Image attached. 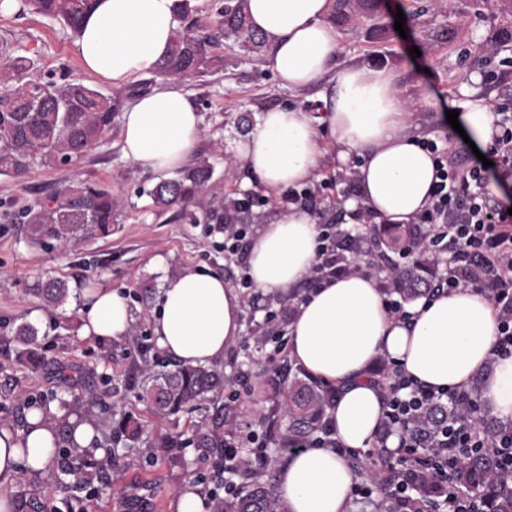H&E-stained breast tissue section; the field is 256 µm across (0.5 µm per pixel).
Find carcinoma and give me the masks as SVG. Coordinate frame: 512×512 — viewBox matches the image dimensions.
<instances>
[{
    "mask_svg": "<svg viewBox=\"0 0 512 512\" xmlns=\"http://www.w3.org/2000/svg\"><path fill=\"white\" fill-rule=\"evenodd\" d=\"M91 0H19L25 9L61 23L69 36L79 29ZM379 0H334L331 22L351 27L376 18ZM178 25L172 32L169 54L152 70L156 77L192 80L210 75L224 66L223 46L248 57L262 55L266 44L253 30L246 0H224L217 17L202 28L192 0H179ZM35 63L28 57L0 51V174L23 176L39 165L58 168L81 158L112 128L125 101L140 92L135 84L123 92L105 94L74 78L67 71L33 75ZM213 175L209 159L202 158L160 181L152 191L155 203L163 208L189 204L200 198ZM124 203L112 188L92 180L70 178L44 200L6 211L3 219L22 225L25 240L32 246L54 241L62 248L112 235V224ZM386 246L394 251L415 237L413 224H387ZM416 266L402 274L397 292L413 301L427 295V280ZM36 293L46 306H57L67 297L62 281L38 284ZM38 330L21 323L0 336V344H16L17 362L37 367ZM280 396L275 405L288 416L289 439L301 440L315 433L333 408L332 390L300 373L273 375L267 380ZM224 388V369L217 366L176 365L148 375L138 400L162 415L178 413L188 405H198L208 395ZM235 415L232 406H223L192 438L181 439L173 432L153 433L128 412L112 428V444L125 448H147L151 456L177 463L175 449L191 442L198 448L224 451V423ZM112 466L110 459L97 460L70 444L58 451V476L94 474L101 476ZM453 482L470 491L481 503V512H512V473L497 464L492 449L486 448L463 461L452 472ZM213 512H282L274 487L259 480L252 489L236 498H217Z\"/></svg>",
    "mask_w": 512,
    "mask_h": 512,
    "instance_id": "1",
    "label": "carcinoma"
}]
</instances>
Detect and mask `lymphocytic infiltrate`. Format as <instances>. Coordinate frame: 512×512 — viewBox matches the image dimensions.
Listing matches in <instances>:
<instances>
[{
    "mask_svg": "<svg viewBox=\"0 0 512 512\" xmlns=\"http://www.w3.org/2000/svg\"><path fill=\"white\" fill-rule=\"evenodd\" d=\"M421 146L435 163L432 204L416 217L422 231L402 260L379 269L387 289V309L394 318L408 319L405 300L393 291L399 274L418 256L447 257V271L434 283V290L470 286L487 292L497 313L496 349L512 354V208L490 202L482 163L466 160L449 142L427 139ZM322 241L315 282L367 269L366 261L350 259L351 249L340 233L323 232ZM384 393L381 435H398L399 446L394 452L384 445L376 448L375 469L362 484L361 493L376 487L397 505L423 500L429 512H480L476 499L451 482L448 462L462 452L491 448L502 467L512 470V429L491 437L476 419L463 417L444 418L436 427H427L424 420L430 412L456 403L461 394L416 385L396 365L386 377ZM249 426L248 420H240L226 440L220 470L231 476L224 485L228 496L240 492L270 462L266 442L256 441ZM246 442L251 445L247 452L242 449Z\"/></svg>",
    "mask_w": 512,
    "mask_h": 512,
    "instance_id": "f902f5d3",
    "label": "lymphocytic infiltrate"
}]
</instances>
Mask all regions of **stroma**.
Instances as JSON below:
<instances>
[{"mask_svg":"<svg viewBox=\"0 0 512 512\" xmlns=\"http://www.w3.org/2000/svg\"><path fill=\"white\" fill-rule=\"evenodd\" d=\"M399 12L405 16L400 32L394 28ZM2 41L31 58L38 71L65 67L73 77L102 92L113 90L112 84L87 75L66 30L53 19L16 8L0 11ZM492 41L504 42L506 55H512V0H453L448 7L439 0H382L375 21L342 31L340 59L355 58L375 68L393 69L404 93L418 101L423 137L437 139L448 134L438 116L441 102L457 95L470 71L487 73L481 63L483 47ZM414 47L419 50L415 56L410 53ZM185 87L204 118V132L194 155L209 158L214 167L202 204L167 210L156 207L151 190L159 178L134 170L121 151L116 127L72 165L35 166L20 177L0 174V212L15 203L46 197L63 179L73 176L106 183L124 201L111 237L66 250L30 246L20 225L0 221V323L34 325L45 357L39 369L31 370L15 362L12 350L0 347V426L18 425L24 403L63 401L81 408L93 394L108 390L116 391L127 409L157 431L188 436L208 415V408L201 407L163 417L136 399L142 369L164 357L153 343L149 323L162 281L149 261L163 254L174 267L204 266L223 274L231 284H240L246 272L243 254L225 260L223 232L203 221L189 223L183 214L199 212L204 204L245 198L236 175L240 163L228 151V143L252 129L264 109L297 104L316 111L319 90L295 93L280 88L264 60L230 51L224 54L223 71L186 82ZM49 279L64 281L68 287L69 299L62 307L45 308L33 292L36 283ZM91 282L130 291L136 317L133 333L108 348L81 337V289ZM244 300L247 331L224 357L227 383L219 400L237 406L240 415L250 421L254 436L267 439L271 464L263 478L270 482L288 461L282 451L287 422L273 411L271 401L253 393L252 381H237L236 375L246 366L261 372L265 360L278 347L287 346L288 339H271L263 348H255L250 329L265 324L277 305L272 297L253 288L246 289ZM111 428V421L103 422L102 446L116 454L108 478H92L87 493L77 499L57 487L43 493L39 485L20 478L16 512H41L45 507L51 512H118V501L125 495L146 501L151 512H172L174 494L187 483H194L206 497L217 491L215 459L205 449L192 445L179 449L180 461L174 465L150 459L141 448L113 447Z\"/></svg>","mask_w":512,"mask_h":512,"instance_id":"35a3bbf8","label":"stroma"}]
</instances>
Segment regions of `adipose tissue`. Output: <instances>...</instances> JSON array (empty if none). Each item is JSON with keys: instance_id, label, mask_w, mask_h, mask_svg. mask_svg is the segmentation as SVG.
I'll return each mask as SVG.
<instances>
[{"instance_id": "obj_1", "label": "adipose tissue", "mask_w": 512, "mask_h": 512, "mask_svg": "<svg viewBox=\"0 0 512 512\" xmlns=\"http://www.w3.org/2000/svg\"><path fill=\"white\" fill-rule=\"evenodd\" d=\"M332 0H247L250 23L264 39L280 87L300 92L320 86L322 109L278 106L263 110L235 142L244 187L262 192L270 206L256 214L245 245L253 285L265 295L295 293L297 314L288 327L290 357L310 375L339 386L329 419L341 447L366 449L384 420L380 387L369 375L376 358L389 356L404 373L433 389L470 390L491 367L477 393L482 409L512 422V355L496 351L497 318L487 296L459 287L423 301L409 321L388 312L375 278L357 273L309 288L321 245L320 211L286 204L287 189L319 181L326 161L346 168L358 196L342 206L344 223H410L431 205V155L418 144L416 102L388 70L339 63L340 34L328 20ZM176 0H94L72 40L83 69L115 85L133 83L168 53L176 27ZM478 76L459 87L449 109L481 153L495 132L493 103ZM121 150L144 174L183 167L203 133V117L183 81L164 79L135 99L120 119ZM152 310L158 347L181 364L211 365L244 331V298L222 274L169 268ZM82 335L101 342L131 333L133 314L123 291H84ZM75 446L93 451L100 432L87 417L52 405L28 411L22 426L0 427V512H13L21 476L46 480L62 430ZM356 480L338 449L307 448L290 456L276 476L286 512H349Z\"/></svg>"}]
</instances>
